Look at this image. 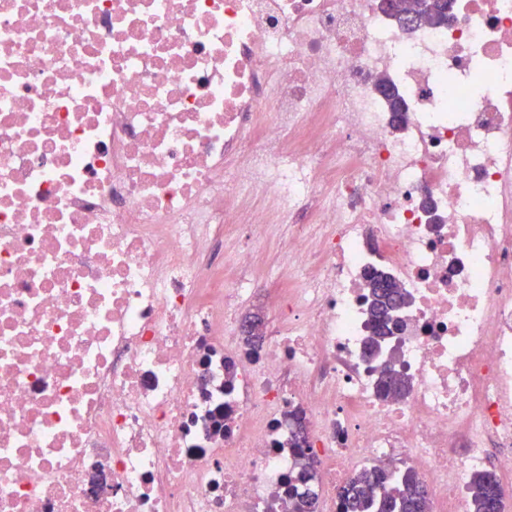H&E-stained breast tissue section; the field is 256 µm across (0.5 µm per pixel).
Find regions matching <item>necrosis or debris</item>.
<instances>
[{"mask_svg":"<svg viewBox=\"0 0 512 512\" xmlns=\"http://www.w3.org/2000/svg\"><path fill=\"white\" fill-rule=\"evenodd\" d=\"M296 413L325 499L512 487V0H0V512H292ZM422 2V9L419 10V14L425 16L427 22H420L419 24H431L437 25L444 23L448 17V0H416ZM368 283L372 297L370 311L373 317L374 335L381 337L385 335L389 314L402 300L404 293L394 283L382 278L379 273L370 274ZM375 490V491H373ZM343 512H430L432 501L410 469L359 472L338 491Z\"/></svg>","mask_w":512,"mask_h":512,"instance_id":"4bbe7bcc","label":"necrosis or debris"}]
</instances>
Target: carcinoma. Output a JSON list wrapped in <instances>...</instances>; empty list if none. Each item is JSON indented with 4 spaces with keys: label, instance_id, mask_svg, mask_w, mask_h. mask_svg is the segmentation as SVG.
I'll return each mask as SVG.
<instances>
[{
    "label": "carcinoma",
    "instance_id": "obj_1",
    "mask_svg": "<svg viewBox=\"0 0 512 512\" xmlns=\"http://www.w3.org/2000/svg\"><path fill=\"white\" fill-rule=\"evenodd\" d=\"M427 23L437 25L448 17V0H420ZM371 289L370 311L374 335H385L389 314L402 300L403 292L378 273L368 277ZM300 486L293 489L294 512H316L312 488L314 464L308 456L298 461ZM470 512H502V489L496 476L488 471L476 473L470 481ZM343 512H430L428 493L410 469L392 475L379 470L363 471L338 491Z\"/></svg>",
    "mask_w": 512,
    "mask_h": 512
}]
</instances>
